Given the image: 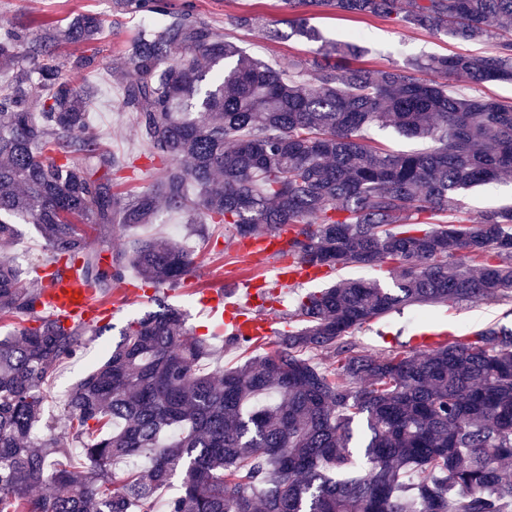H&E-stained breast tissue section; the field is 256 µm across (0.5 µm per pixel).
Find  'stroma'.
I'll return each mask as SVG.
<instances>
[{
	"label": "stroma",
	"mask_w": 512,
	"mask_h": 512,
	"mask_svg": "<svg viewBox=\"0 0 512 512\" xmlns=\"http://www.w3.org/2000/svg\"><path fill=\"white\" fill-rule=\"evenodd\" d=\"M199 15L224 32L229 38L253 56L269 61L304 60L310 57L312 45L293 35L286 23L288 12L281 0H192ZM93 12L106 21L107 38L102 52L94 64L86 69L71 68L69 80L76 86L92 85L96 90L90 109V123L106 148L120 157L134 156L141 168L136 181L115 185L114 193L127 195L143 190L160 175L158 168L144 159V146L138 140L134 124L128 113L122 112L120 100L131 68L112 73L110 64L116 61L126 43L144 26L143 18L115 13L112 0H0V29L18 25H34L47 19L66 25L73 13ZM249 13L260 18L261 24L251 30L237 28L238 15ZM309 24L330 40L356 38L364 54L360 65L366 67L401 66L410 58L430 54L453 52L483 54L490 52L488 42H459L443 35L424 30H410L392 22L372 17H353L331 9L307 10ZM463 215L467 218L512 203V178L477 186L462 196ZM137 235H154L164 239L182 241L194 250L196 264L185 284L176 289L161 290L164 301L181 309L190 328L201 329L208 320L200 313V298L213 291L243 288L250 282H273L276 259L265 261L243 254L242 241L225 236L223 229H215L216 247L203 245L188 238L180 219L160 212L154 223L137 228ZM113 314L108 329L90 337L77 355L64 362L55 372L47 388V412L58 416L63 401L73 385L98 364L105 351L118 339L120 330L144 312L154 309L150 298L121 297L112 294L106 302ZM488 326L512 328V302L495 300L480 303H459L427 307L407 306L385 319L358 329L352 339L361 350L383 355L392 350L418 353L423 349L421 340L426 328L437 327L455 339H467Z\"/></svg>",
	"instance_id": "stroma-1"
}]
</instances>
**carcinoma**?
<instances>
[{
	"label": "carcinoma",
	"instance_id": "1",
	"mask_svg": "<svg viewBox=\"0 0 512 512\" xmlns=\"http://www.w3.org/2000/svg\"><path fill=\"white\" fill-rule=\"evenodd\" d=\"M282 2L491 39L495 51L354 67L357 42L326 41L297 15L288 25L316 44L302 72L248 54L191 3L112 0L118 13L163 17L125 49L134 76L122 100L161 174L124 198L112 175L136 171L135 158L104 147L88 124L93 87L66 77L99 53V17L0 31V321L16 320L0 338V512H157L177 476L166 512H512V329L439 338L421 354L375 356L351 339L405 305L512 301V205L458 217L462 192L512 178V102L438 81L512 82V0ZM61 45L86 54L72 61ZM371 127L428 147L386 149ZM162 210L204 241L211 225L278 237L279 255L319 272L385 263L394 287L352 279L309 292L272 348L210 371L212 340L266 342L218 324L198 336L156 297L46 420V388L88 326L40 309L42 280L72 272L100 299L129 271L142 288L181 285L195 264L182 244L114 247ZM18 220L35 226L45 263L23 268L9 252ZM136 457L150 465L115 479Z\"/></svg>",
	"mask_w": 512,
	"mask_h": 512
}]
</instances>
